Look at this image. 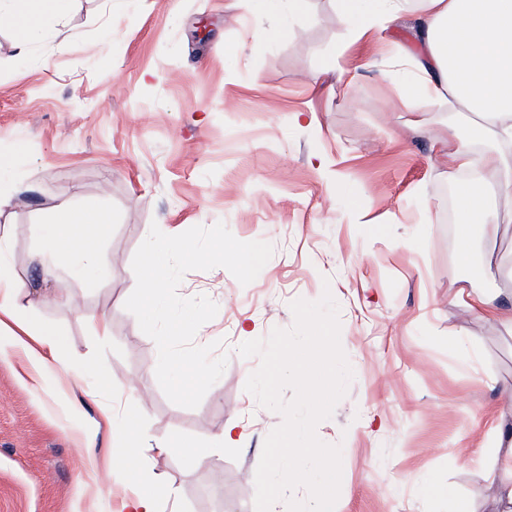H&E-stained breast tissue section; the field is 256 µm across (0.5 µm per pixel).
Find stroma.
<instances>
[{
	"label": "stroma",
	"mask_w": 512,
	"mask_h": 512,
	"mask_svg": "<svg viewBox=\"0 0 512 512\" xmlns=\"http://www.w3.org/2000/svg\"><path fill=\"white\" fill-rule=\"evenodd\" d=\"M276 24L287 37H260L250 0H71L24 54L0 27V151L24 152L0 177L12 198L0 234L26 316L60 334L70 369L39 377L22 352L0 356V512H122L129 472L102 485L90 461L109 457L101 417L129 410L130 382L149 396L134 411L151 437L143 466L177 492L163 512H255L263 441L282 418L245 391L259 360L237 347L291 328V302L326 290L353 370L316 428L342 447L340 512H451L459 500L488 512L489 479L468 457L480 438L494 451L489 413L512 431V333L449 293L470 278L512 307V221L494 203L471 263L460 262V176L406 128L408 113L388 108L382 72L397 46L413 47L409 24L355 45L332 0ZM310 108L315 122L295 120ZM98 199L110 222L91 241L107 266L75 278L62 257L44 275L33 260L44 224L58 206ZM220 221L274 253L246 286L222 267L184 275L181 296L218 306L195 344L218 340L229 355L187 409L147 373L157 347L124 308L131 263L151 225L176 235ZM102 317L111 334L98 339L89 326ZM94 361L103 374H84ZM230 421L232 448L221 438ZM93 425L95 445L83 447ZM157 439L203 453L162 454ZM430 479L440 498L421 495Z\"/></svg>",
	"instance_id": "1"
}]
</instances>
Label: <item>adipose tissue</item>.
<instances>
[{"label":"adipose tissue","mask_w":512,"mask_h":512,"mask_svg":"<svg viewBox=\"0 0 512 512\" xmlns=\"http://www.w3.org/2000/svg\"><path fill=\"white\" fill-rule=\"evenodd\" d=\"M69 0H0V24L14 34L19 51H26L42 36L46 16L66 13ZM338 21L354 38L375 25L399 22L412 15L417 49L405 60L412 90L399 94L397 109L411 112L416 102L448 107L477 117L476 133L491 132L495 148L475 154L474 139L461 137L458 129L444 124L435 141L445 147L448 166L461 171L476 168V176L463 184L459 200L464 229L458 240L462 262L472 254L476 224L482 223L489 190L512 204V0H335ZM104 209L95 203L63 208L59 221L47 225L43 243L35 255L42 271H50L62 255L74 257L71 273L84 275L105 265L96 247L74 245V230L85 224H107ZM9 241L0 235V325L18 321L17 299L24 281L8 262ZM470 313L512 331V309L495 296L465 281L454 294ZM23 351L28 367L36 373H63L57 341L51 332L25 330L24 334H0V354ZM487 468L491 474L492 512H512V436L497 441V453Z\"/></svg>","instance_id":"1"}]
</instances>
